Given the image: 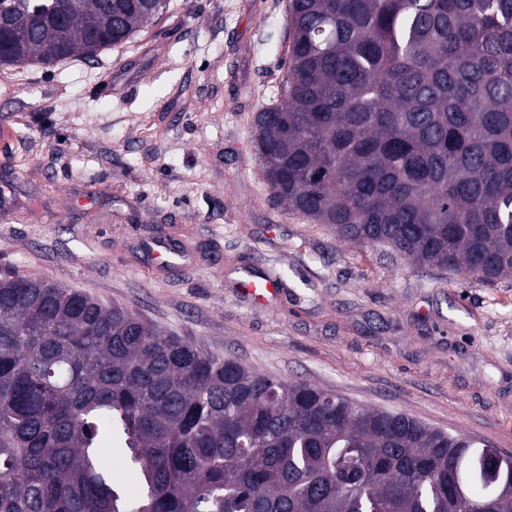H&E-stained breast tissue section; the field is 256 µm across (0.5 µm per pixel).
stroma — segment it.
Here are the masks:
<instances>
[{"label": "stroma", "instance_id": "stroma-1", "mask_svg": "<svg viewBox=\"0 0 512 512\" xmlns=\"http://www.w3.org/2000/svg\"><path fill=\"white\" fill-rule=\"evenodd\" d=\"M288 43V0H170L95 60L0 67V273L512 452V279L341 240L266 183L252 123ZM161 239L174 265L152 259ZM249 273L276 279L275 296L242 293Z\"/></svg>", "mask_w": 512, "mask_h": 512}]
</instances>
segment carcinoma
<instances>
[{
	"instance_id": "obj_1",
	"label": "carcinoma",
	"mask_w": 512,
	"mask_h": 512,
	"mask_svg": "<svg viewBox=\"0 0 512 512\" xmlns=\"http://www.w3.org/2000/svg\"><path fill=\"white\" fill-rule=\"evenodd\" d=\"M167 4L0 0V65L95 58ZM289 14L278 99L252 135L274 195L420 268L512 279V0H290ZM485 444L0 276V512H464L456 484L473 512H512Z\"/></svg>"
}]
</instances>
